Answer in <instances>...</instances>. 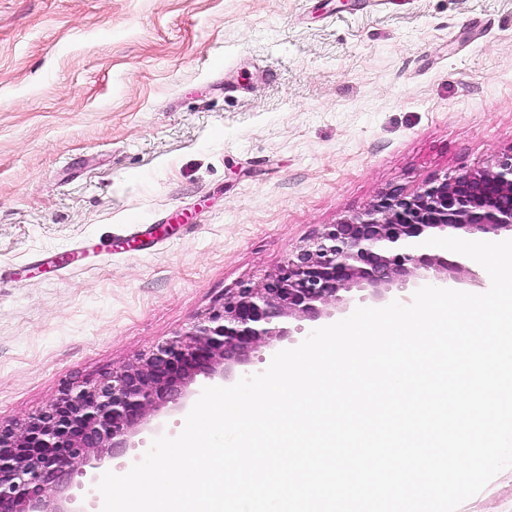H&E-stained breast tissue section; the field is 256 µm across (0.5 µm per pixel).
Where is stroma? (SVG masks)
I'll list each match as a JSON object with an SVG mask.
<instances>
[{
    "label": "stroma",
    "mask_w": 512,
    "mask_h": 512,
    "mask_svg": "<svg viewBox=\"0 0 512 512\" xmlns=\"http://www.w3.org/2000/svg\"><path fill=\"white\" fill-rule=\"evenodd\" d=\"M510 153L512 0H0V421L379 195ZM188 413L155 412L121 472Z\"/></svg>",
    "instance_id": "1"
}]
</instances>
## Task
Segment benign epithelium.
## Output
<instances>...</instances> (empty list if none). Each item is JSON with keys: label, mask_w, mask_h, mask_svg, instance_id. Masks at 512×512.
Instances as JSON below:
<instances>
[{"label": "benign epithelium", "mask_w": 512, "mask_h": 512, "mask_svg": "<svg viewBox=\"0 0 512 512\" xmlns=\"http://www.w3.org/2000/svg\"><path fill=\"white\" fill-rule=\"evenodd\" d=\"M504 231L512 232V153L411 196L386 194L329 225L264 282L224 296L182 333L95 383L64 388L23 422H0V512H79L74 478L124 454L149 417L198 377H229L261 347L292 336L290 320L319 318L343 292L393 290L392 300L409 303L426 282L478 288L465 257L423 242Z\"/></svg>", "instance_id": "1"}]
</instances>
